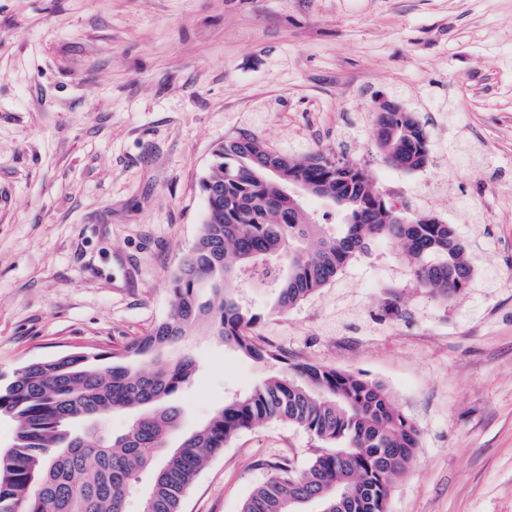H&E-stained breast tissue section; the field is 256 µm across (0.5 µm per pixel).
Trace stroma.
<instances>
[{
	"label": "stroma",
	"mask_w": 512,
	"mask_h": 512,
	"mask_svg": "<svg viewBox=\"0 0 512 512\" xmlns=\"http://www.w3.org/2000/svg\"><path fill=\"white\" fill-rule=\"evenodd\" d=\"M382 98L423 124L424 168L384 162ZM243 130L456 226L475 273L449 303L389 241L286 311L258 279L239 296L260 344L382 384L417 426L388 512H512V0H0V380L168 315L199 181ZM170 352L197 361L186 430L279 369L202 327ZM320 451L284 422L241 432L182 512H241L276 463Z\"/></svg>",
	"instance_id": "35a3bbf8"
}]
</instances>
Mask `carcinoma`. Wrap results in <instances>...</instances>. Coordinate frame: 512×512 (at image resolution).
Masks as SVG:
<instances>
[{"label":"carcinoma","mask_w":512,"mask_h":512,"mask_svg":"<svg viewBox=\"0 0 512 512\" xmlns=\"http://www.w3.org/2000/svg\"><path fill=\"white\" fill-rule=\"evenodd\" d=\"M377 146L387 163L408 170L430 159L413 112H380ZM303 180L336 202L343 216L324 232L289 186ZM206 205L199 233L172 277V308L144 335L110 352L83 348L34 361L0 386V414L17 424L0 450V512H127L140 474L151 484L140 512H181L205 462L238 433L269 422L297 425L325 444L302 469L291 462L245 500L242 512H387L393 475L412 461L420 433L376 382L308 362H288L258 344V316L236 298L247 275L275 258L274 309L284 311L336 281L377 240L404 244L415 283L449 302L469 287L473 263L452 224L387 204L358 165L320 150L280 154L256 133L224 139L200 181ZM211 287L204 300L201 290ZM203 324L210 336L282 369L224 403L204 424L182 429L174 397L196 361L152 359ZM115 410L130 413L114 435L100 426Z\"/></svg>","instance_id":"obj_1"}]
</instances>
